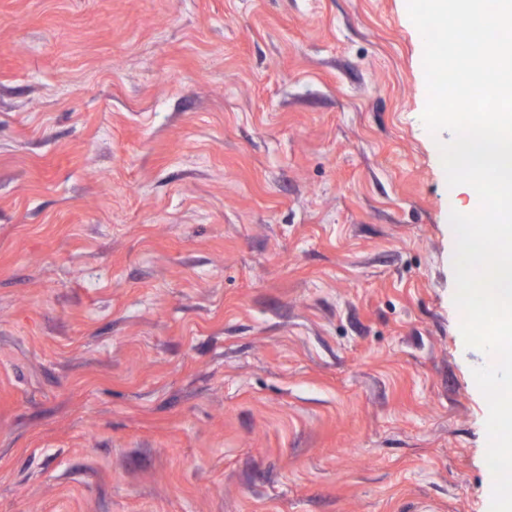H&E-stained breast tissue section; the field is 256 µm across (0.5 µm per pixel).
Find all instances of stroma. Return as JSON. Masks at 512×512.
I'll list each match as a JSON object with an SVG mask.
<instances>
[{"label":"stroma","instance_id":"1","mask_svg":"<svg viewBox=\"0 0 512 512\" xmlns=\"http://www.w3.org/2000/svg\"><path fill=\"white\" fill-rule=\"evenodd\" d=\"M407 0H0V512H489Z\"/></svg>","mask_w":512,"mask_h":512}]
</instances>
